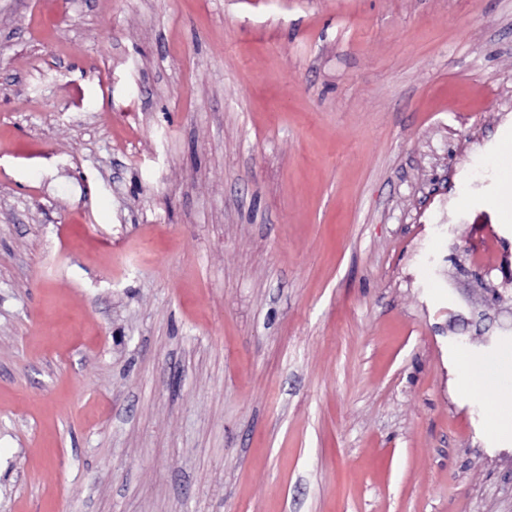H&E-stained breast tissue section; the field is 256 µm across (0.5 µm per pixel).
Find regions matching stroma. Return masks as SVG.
Segmentation results:
<instances>
[{
    "label": "stroma",
    "instance_id": "obj_1",
    "mask_svg": "<svg viewBox=\"0 0 512 512\" xmlns=\"http://www.w3.org/2000/svg\"><path fill=\"white\" fill-rule=\"evenodd\" d=\"M507 142L512 0H0V512H512Z\"/></svg>",
    "mask_w": 512,
    "mask_h": 512
}]
</instances>
